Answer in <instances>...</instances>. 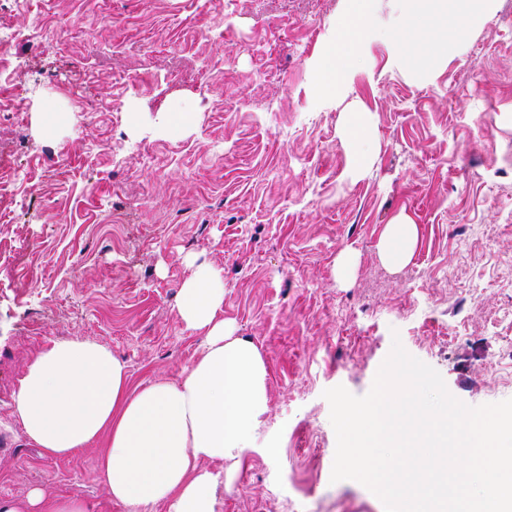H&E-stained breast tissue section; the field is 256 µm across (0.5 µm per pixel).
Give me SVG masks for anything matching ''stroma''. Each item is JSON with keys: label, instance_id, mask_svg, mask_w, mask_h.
I'll use <instances>...</instances> for the list:
<instances>
[{"label": "stroma", "instance_id": "35a3bbf8", "mask_svg": "<svg viewBox=\"0 0 512 512\" xmlns=\"http://www.w3.org/2000/svg\"><path fill=\"white\" fill-rule=\"evenodd\" d=\"M346 0H0L10 68L0 97V500L41 488L88 512L115 502L100 447L42 455L12 416L42 349H110L132 387L178 381L205 337L177 316L198 267L221 315L266 366L269 410L219 512H385L362 484L331 482L326 389L365 395L393 338L457 399H512V0L421 80L373 38L336 98L312 66ZM64 50H56V43ZM371 114L376 158L348 174L343 116ZM60 120L41 125L40 109ZM189 112L167 131L162 111ZM491 152H467L473 141ZM405 215L409 264L378 255ZM355 266L339 280L337 260Z\"/></svg>", "mask_w": 512, "mask_h": 512}]
</instances>
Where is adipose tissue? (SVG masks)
<instances>
[{
    "instance_id": "ef3b65f1",
    "label": "adipose tissue",
    "mask_w": 512,
    "mask_h": 512,
    "mask_svg": "<svg viewBox=\"0 0 512 512\" xmlns=\"http://www.w3.org/2000/svg\"><path fill=\"white\" fill-rule=\"evenodd\" d=\"M374 0H348L336 33L313 67L318 94L334 98L362 62L373 37L389 41L398 64L422 74L447 61L494 0H392L388 24L379 25ZM342 134L352 146L350 175L363 178L375 153L367 112L345 113ZM418 237L404 216L388 224L378 249L394 267L412 257ZM224 288L201 268L182 284L177 312L186 328L204 334L200 359L175 383L132 388L127 366L90 341H59L40 351L21 377L13 409L27 437L44 455L64 458L103 444L99 468L112 500L168 512H217L213 462L234 459L268 410L266 368L251 341L232 336L220 312ZM0 512H87L80 495L49 497L32 489L1 500Z\"/></svg>"
}]
</instances>
